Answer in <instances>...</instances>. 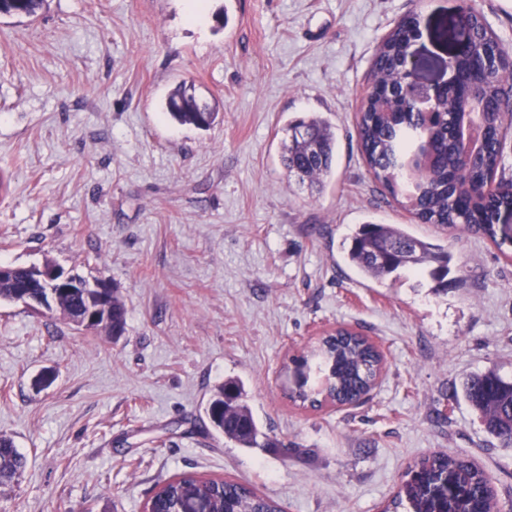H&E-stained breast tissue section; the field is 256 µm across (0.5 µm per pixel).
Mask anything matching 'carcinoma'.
<instances>
[{"label":"carcinoma","mask_w":512,"mask_h":512,"mask_svg":"<svg viewBox=\"0 0 512 512\" xmlns=\"http://www.w3.org/2000/svg\"><path fill=\"white\" fill-rule=\"evenodd\" d=\"M44 0H0V14L33 16ZM469 26L467 45L451 56L450 67L457 80L446 94L438 97L433 111L436 122L424 126L414 116L403 93L405 61L410 34L419 25L418 14L409 13L381 42L373 60V83L377 97L362 104L357 126L364 160L375 178L396 197L407 198L410 211L422 224H437L451 229L461 225L474 235L487 238L501 247L511 244L497 230L501 211L512 208V179L505 178L499 137L486 139L472 160L464 157L458 140L459 125L466 112L477 114L479 122L492 128L504 126L509 110L501 102L512 98V55L504 48L484 16L472 5L463 6ZM485 65L489 78L474 93L466 88L472 64ZM169 115L182 125L205 129L214 113L200 106L193 88L182 83L169 97ZM282 161L288 173L310 189L320 190L332 175L336 156V135L328 122L308 115L288 123ZM434 146L435 156L427 170L410 166L411 152L426 141ZM348 263L358 272L383 279L403 269L424 271L444 283L451 259L448 248L417 238L405 227L367 222L359 225L345 248ZM112 323L92 320L78 324L87 331H103L112 336L125 332V305L111 288ZM86 300L66 290L57 292L52 311L69 323L84 316ZM298 366L299 382L288 397L302 405L316 406L323 396L352 400L371 385L379 357L366 338L345 327L319 338L310 353L292 358ZM316 368L320 388H307L305 371ZM464 397L479 413L486 433L502 447H512V380L494 370L476 374L464 386ZM210 427L243 448H274L252 411L245 403L243 383L229 378L212 389L205 410ZM25 466V456L9 438L0 436V487L8 485ZM451 469L456 495L448 500V510L458 502L471 512H496L494 490L485 474L473 463L450 458L444 453L426 457L413 467L419 476L431 479ZM192 488L207 497L213 512H282L274 500L236 481L207 479L183 474L164 483L151 499L153 512H176L181 491Z\"/></svg>","instance_id":"carcinoma-1"}]
</instances>
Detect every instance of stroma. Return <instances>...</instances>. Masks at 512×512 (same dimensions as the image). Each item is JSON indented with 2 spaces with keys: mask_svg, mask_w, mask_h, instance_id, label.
<instances>
[{
  "mask_svg": "<svg viewBox=\"0 0 512 512\" xmlns=\"http://www.w3.org/2000/svg\"><path fill=\"white\" fill-rule=\"evenodd\" d=\"M463 0H45L0 15V265L52 262L118 288L119 338L0 301V436L27 457L0 512H143L184 472L234 480L283 512H381L409 465L472 461L512 512V448L462 394L512 377V246L421 224L369 170L357 121L372 63L414 12L425 80L448 77ZM215 112L170 119L180 83ZM336 132L335 171L310 193L289 176V120ZM402 224L452 255L446 290L401 271L377 282L342 242ZM382 349L365 403L311 409L283 367L337 327ZM50 383H41L42 375ZM291 455L205 430L224 378Z\"/></svg>",
  "mask_w": 512,
  "mask_h": 512,
  "instance_id": "obj_1",
  "label": "stroma"
}]
</instances>
